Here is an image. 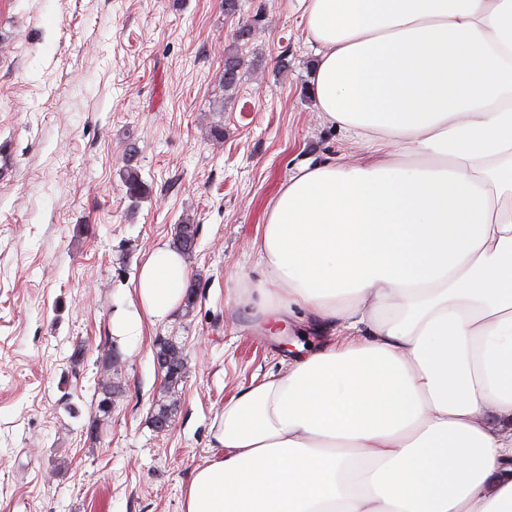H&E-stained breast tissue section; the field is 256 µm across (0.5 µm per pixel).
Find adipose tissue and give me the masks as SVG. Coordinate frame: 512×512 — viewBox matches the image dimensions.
<instances>
[{
	"label": "adipose tissue",
	"instance_id": "ef3b65f1",
	"mask_svg": "<svg viewBox=\"0 0 512 512\" xmlns=\"http://www.w3.org/2000/svg\"><path fill=\"white\" fill-rule=\"evenodd\" d=\"M308 91L367 155L301 163L244 284L319 336L213 424L181 512H512V0H295ZM141 266L115 335L182 308Z\"/></svg>",
	"mask_w": 512,
	"mask_h": 512
}]
</instances>
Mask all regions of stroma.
Segmentation results:
<instances>
[{"label":"stroma","mask_w":512,"mask_h":512,"mask_svg":"<svg viewBox=\"0 0 512 512\" xmlns=\"http://www.w3.org/2000/svg\"><path fill=\"white\" fill-rule=\"evenodd\" d=\"M243 19L257 34L228 97ZM311 61L290 0H242L236 19L223 0H0V512H181L225 401L285 355L239 301L260 275L265 206L299 161L360 151L308 95ZM131 141L137 203L122 180ZM186 221L193 308L136 342L114 336L141 264ZM161 339L187 371L157 432ZM110 378L122 390L105 416L95 393ZM224 66H226V69H224V73L220 76V82L224 92L229 94V92H233L237 88L241 73L245 66H247V61L238 49H230L224 56ZM227 67H229V70Z\"/></svg>","instance_id":"stroma-1"}]
</instances>
